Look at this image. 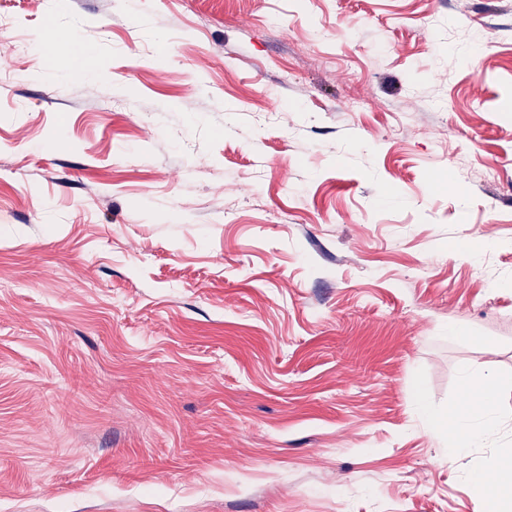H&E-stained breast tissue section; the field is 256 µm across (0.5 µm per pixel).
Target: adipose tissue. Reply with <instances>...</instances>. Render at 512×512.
<instances>
[{"mask_svg":"<svg viewBox=\"0 0 512 512\" xmlns=\"http://www.w3.org/2000/svg\"><path fill=\"white\" fill-rule=\"evenodd\" d=\"M464 385L470 397L465 409H449L445 413L426 411L425 422L434 434H446L455 438L459 448H472L485 442L497 422V378L465 376ZM505 472L501 481L486 486L481 471L473 470L467 475L469 483L483 487L484 512H512V448L502 455Z\"/></svg>","mask_w":512,"mask_h":512,"instance_id":"adipose-tissue-1","label":"adipose tissue"}]
</instances>
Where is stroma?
I'll return each instance as SVG.
<instances>
[{"label": "stroma", "instance_id": "stroma-1", "mask_svg": "<svg viewBox=\"0 0 512 512\" xmlns=\"http://www.w3.org/2000/svg\"><path fill=\"white\" fill-rule=\"evenodd\" d=\"M3 14L29 52L0 47V512H483L512 0ZM54 25L85 60L54 67ZM463 158L500 175L449 180ZM467 371L500 425L452 463L422 410Z\"/></svg>", "mask_w": 512, "mask_h": 512}]
</instances>
